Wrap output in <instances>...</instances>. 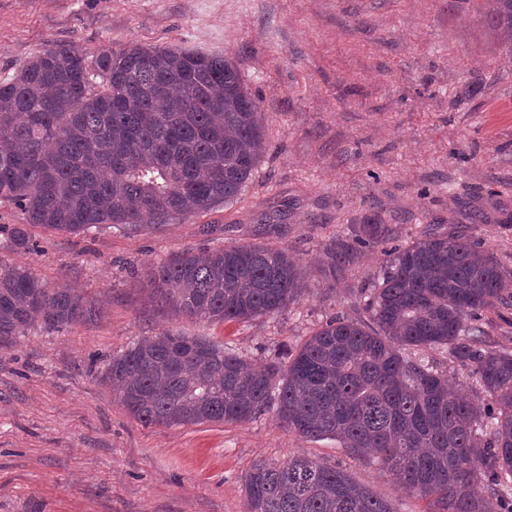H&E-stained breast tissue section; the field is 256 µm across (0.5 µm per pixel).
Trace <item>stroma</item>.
Returning <instances> with one entry per match:
<instances>
[{
  "label": "stroma",
  "mask_w": 512,
  "mask_h": 512,
  "mask_svg": "<svg viewBox=\"0 0 512 512\" xmlns=\"http://www.w3.org/2000/svg\"><path fill=\"white\" fill-rule=\"evenodd\" d=\"M135 44L236 63L262 105L264 152L234 199L157 228L32 226L20 248L11 230L24 215L0 199V264L75 288L95 309L0 340V512H244L250 467L295 456L345 470L395 512H426L376 462L286 431L274 410L146 426L102 377L112 356L164 330L261 365L331 316L360 318L356 293L381 277L382 248L334 280L318 258L371 215L399 246L435 224L476 227L512 268V58L485 0H0V79L52 45ZM252 243L310 266L309 292L282 313L181 318L147 284L148 266L183 250Z\"/></svg>",
  "instance_id": "35a3bbf8"
}]
</instances>
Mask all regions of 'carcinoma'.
I'll return each mask as SVG.
<instances>
[{"mask_svg":"<svg viewBox=\"0 0 512 512\" xmlns=\"http://www.w3.org/2000/svg\"><path fill=\"white\" fill-rule=\"evenodd\" d=\"M487 17L512 56V0ZM260 101L235 63L190 50L72 45L42 50L0 81V198L26 226L77 235L172 224L237 196L264 150ZM391 229L369 218L329 245L336 278ZM152 288L177 315L205 322L278 314L306 271L261 245L184 251L152 267ZM512 269L455 224L390 252L359 292L365 317L334 316L288 356L253 368L201 337L162 332L112 357L104 380L144 425L243 423L277 401V420L307 439L335 437L371 457L429 512H512V347L491 349L482 315L512 309ZM92 316L80 295L27 269L0 266V336L39 321L56 329ZM444 350L486 395L479 407L413 350ZM244 512H394L344 470L308 457L255 463Z\"/></svg>","mask_w":512,"mask_h":512,"instance_id":"obj_1","label":"carcinoma"}]
</instances>
